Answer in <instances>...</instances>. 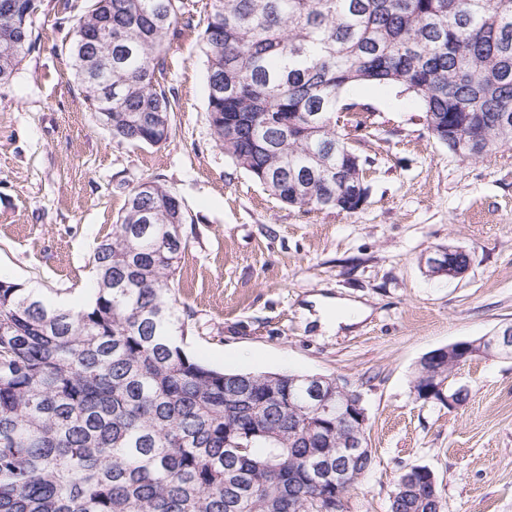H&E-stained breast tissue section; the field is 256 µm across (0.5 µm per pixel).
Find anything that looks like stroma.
Segmentation results:
<instances>
[{"label": "stroma", "instance_id": "35a3bbf8", "mask_svg": "<svg viewBox=\"0 0 512 512\" xmlns=\"http://www.w3.org/2000/svg\"><path fill=\"white\" fill-rule=\"evenodd\" d=\"M183 28L161 83L173 132L161 146L120 143L86 106L66 49L89 0H38L36 47L0 86V277L83 305L91 256L128 192L156 180L183 202L188 247L175 275L186 353L227 371L338 378L362 397L370 472L347 512H389L394 482L430 468L443 512H512V357L455 368L453 406L414 392L421 358L512 323V148L468 161L432 137L415 97L390 85L347 95L374 123L355 141L368 199L352 214L281 203L236 168L211 135L200 33L210 0H183ZM448 245L465 275L429 272ZM361 307L331 327L319 302Z\"/></svg>", "mask_w": 512, "mask_h": 512}]
</instances>
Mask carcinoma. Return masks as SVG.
Returning a JSON list of instances; mask_svg holds the SVG:
<instances>
[{
    "mask_svg": "<svg viewBox=\"0 0 512 512\" xmlns=\"http://www.w3.org/2000/svg\"><path fill=\"white\" fill-rule=\"evenodd\" d=\"M183 0H91L67 47L85 102L112 139L159 146L173 105L160 85ZM0 39V85L36 45L32 17ZM112 35L95 63L89 34ZM208 121L236 167L286 205L353 213L369 127L361 83L403 88L427 130L479 161L512 145V0H211L201 33ZM180 199L127 195L94 249L90 300L62 308L0 278V512H336L321 477L353 488L366 448L339 452L293 373L190 358L174 279L188 247ZM454 366L419 362L414 389ZM412 466L390 512H442Z\"/></svg>",
    "mask_w": 512,
    "mask_h": 512,
    "instance_id": "1",
    "label": "carcinoma"
}]
</instances>
